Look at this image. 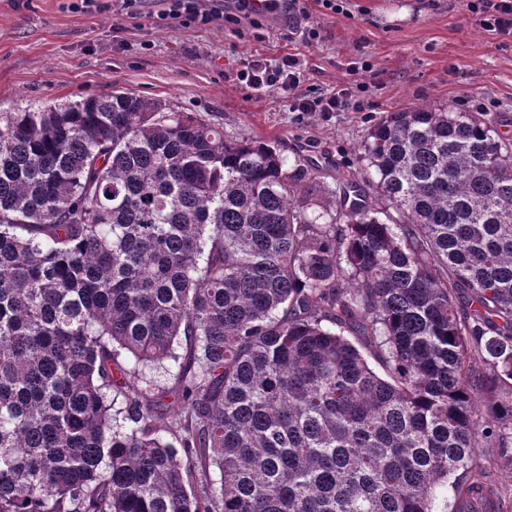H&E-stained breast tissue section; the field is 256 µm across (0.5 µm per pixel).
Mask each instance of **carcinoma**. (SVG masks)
<instances>
[{"mask_svg":"<svg viewBox=\"0 0 512 512\" xmlns=\"http://www.w3.org/2000/svg\"><path fill=\"white\" fill-rule=\"evenodd\" d=\"M359 160L387 207L160 99L0 112V512H478L512 139L412 106Z\"/></svg>","mask_w":512,"mask_h":512,"instance_id":"obj_1","label":"carcinoma"}]
</instances>
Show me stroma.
Here are the masks:
<instances>
[{"instance_id":"35a3bbf8","label":"stroma","mask_w":512,"mask_h":512,"mask_svg":"<svg viewBox=\"0 0 512 512\" xmlns=\"http://www.w3.org/2000/svg\"><path fill=\"white\" fill-rule=\"evenodd\" d=\"M0 0V110L130 92L223 124L230 136L274 145L287 162L318 165L326 182L362 178L368 129L414 105L474 112L512 136V41L477 27L467 0H342L340 13L307 4L320 36L284 22L238 36L224 28L158 24L161 0L120 17L115 0ZM300 58L304 87L318 96L364 84L356 112L303 115L272 95L238 86L245 62ZM367 71L350 73L351 63Z\"/></svg>"}]
</instances>
